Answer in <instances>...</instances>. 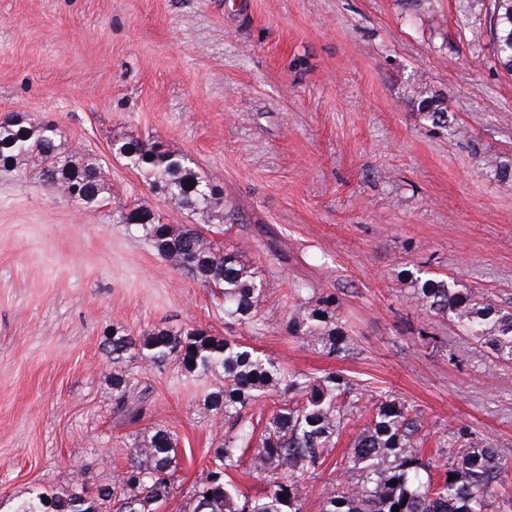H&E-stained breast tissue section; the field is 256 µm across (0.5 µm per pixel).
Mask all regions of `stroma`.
Masks as SVG:
<instances>
[{
  "mask_svg": "<svg viewBox=\"0 0 512 512\" xmlns=\"http://www.w3.org/2000/svg\"><path fill=\"white\" fill-rule=\"evenodd\" d=\"M466 0H0V114L58 125L108 173L104 206L79 208L36 174L0 172V512L39 488L111 482L143 432L178 439L174 490L186 512L207 452L228 429L178 362L138 370L149 395L128 422L112 404L113 327H206L283 367L336 371L417 409L425 450L469 427L512 462V364L431 326L399 277L427 265L512 301V191L483 161L512 154V75ZM426 79L456 115L429 132L405 102ZM189 155L234 220L168 203L114 141ZM141 204L167 224L217 232L266 283V319H226L210 288L106 213ZM331 294L357 349L320 355L289 336L292 284Z\"/></svg>",
  "mask_w": 512,
  "mask_h": 512,
  "instance_id": "obj_1",
  "label": "stroma"
}]
</instances>
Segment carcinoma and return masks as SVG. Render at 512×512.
<instances>
[{
	"label": "carcinoma",
	"mask_w": 512,
	"mask_h": 512,
	"mask_svg": "<svg viewBox=\"0 0 512 512\" xmlns=\"http://www.w3.org/2000/svg\"><path fill=\"white\" fill-rule=\"evenodd\" d=\"M485 10L495 59L511 75L512 0H490ZM406 101L422 124L434 130L452 127L453 114L441 108L422 78H413ZM115 154L144 172L150 188L170 203L202 213L224 203L212 178L183 154L139 139L117 143ZM484 165L502 187L512 189V155L491 157ZM32 166L69 202L81 208L103 203L108 185L98 158L72 150L57 125L9 113L0 120V170L22 174ZM109 218L141 233L163 260L215 289L224 300L225 317L241 326L260 324L266 288L243 251L221 247L193 224H165L140 205ZM401 282L406 298L426 316L446 322L449 332L486 349L495 360L512 363V301L494 302L454 277L422 268L404 271ZM291 298L289 335L326 357L354 353L356 340L331 296L313 299L307 285L295 283ZM104 351L112 356L114 409L130 422L140 418L145 403L134 364L160 367L176 360L192 381L220 380L205 395L204 406L224 416L233 433L209 449L207 477L196 487L188 512H302L305 477L327 469L330 452L365 400L362 386L348 375L288 371L259 349L201 327L158 326L140 336L117 327L106 337ZM273 394L280 404L270 415L248 416ZM424 437L415 409L387 392L378 395L336 467L338 486L321 512H392L395 505L399 512L504 510L496 491L512 468L489 439L466 427H450L436 440L433 457L424 453ZM176 458L177 439L158 427L142 437L112 482L95 493L76 479L63 493L36 492L16 512H158L174 488ZM243 467L266 482L262 496L253 497L228 479Z\"/></svg>",
	"instance_id": "cac0c4a2"
}]
</instances>
